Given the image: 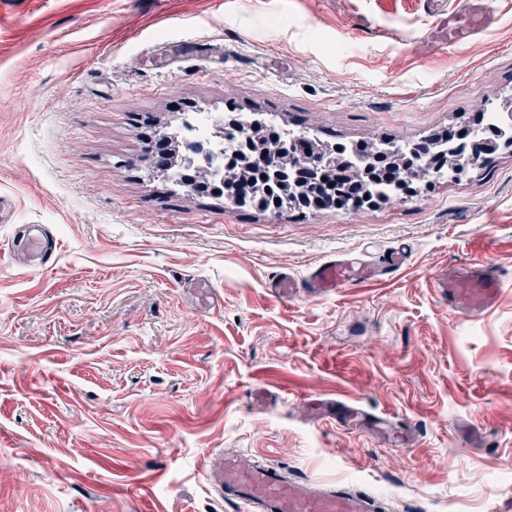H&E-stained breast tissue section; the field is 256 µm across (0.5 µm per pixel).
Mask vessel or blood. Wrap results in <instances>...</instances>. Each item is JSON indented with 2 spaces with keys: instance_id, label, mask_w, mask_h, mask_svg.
<instances>
[{
  "instance_id": "obj_1",
  "label": "vessel or blood",
  "mask_w": 512,
  "mask_h": 512,
  "mask_svg": "<svg viewBox=\"0 0 512 512\" xmlns=\"http://www.w3.org/2000/svg\"><path fill=\"white\" fill-rule=\"evenodd\" d=\"M494 22L488 8L466 0L462 9L449 12L441 25L448 35L449 45L459 44L469 36L482 33ZM17 246L24 252L37 254L41 264H48L54 255L48 235H23ZM366 273L354 271L347 260H329L317 265L302 280L281 274L269 283L283 300L303 293L328 294L336 289L357 286L365 282ZM448 294V306L468 313L485 311L492 306L501 291V283L489 267L459 272L442 282ZM213 485L226 500L247 507L248 512H376L374 500L354 493L343 486L315 490L310 484L283 479L280 472L268 466L247 464L237 456H225L212 475Z\"/></svg>"
}]
</instances>
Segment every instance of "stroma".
Listing matches in <instances>:
<instances>
[{"mask_svg":"<svg viewBox=\"0 0 512 512\" xmlns=\"http://www.w3.org/2000/svg\"><path fill=\"white\" fill-rule=\"evenodd\" d=\"M458 3L0 0V512H243L209 481L226 454L381 512H512V148L374 208L237 207L154 168L155 128L229 103L331 145L472 124L512 92V0L452 46ZM21 224L50 264L13 254ZM347 256L379 277L267 289ZM476 266L502 292L470 318L440 283Z\"/></svg>","mask_w":512,"mask_h":512,"instance_id":"obj_1","label":"stroma"}]
</instances>
